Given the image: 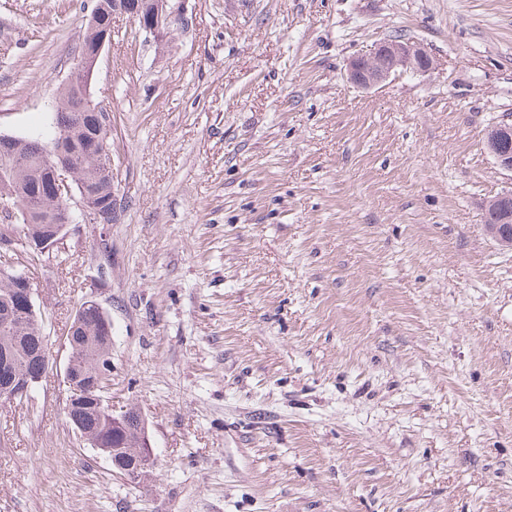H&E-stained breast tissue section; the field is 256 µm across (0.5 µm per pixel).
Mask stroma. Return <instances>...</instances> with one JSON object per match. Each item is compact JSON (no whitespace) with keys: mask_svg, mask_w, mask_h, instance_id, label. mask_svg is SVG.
<instances>
[{"mask_svg":"<svg viewBox=\"0 0 512 512\" xmlns=\"http://www.w3.org/2000/svg\"><path fill=\"white\" fill-rule=\"evenodd\" d=\"M93 0H0V133L39 129ZM423 74L350 84L393 37ZM172 48L125 18L92 96L112 114V224L29 275L56 359L0 402V512H512V0H189ZM112 316L131 482L65 416L64 334ZM485 147L501 168L512 172V120L491 126L485 135ZM483 223L499 246L512 250V190L497 195L488 206Z\"/></svg>","mask_w":512,"mask_h":512,"instance_id":"1","label":"stroma"}]
</instances>
